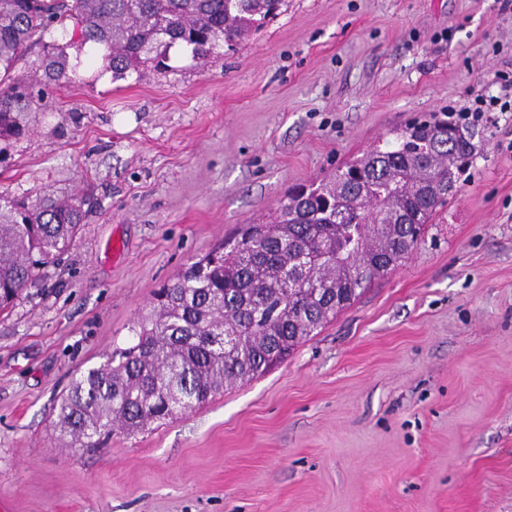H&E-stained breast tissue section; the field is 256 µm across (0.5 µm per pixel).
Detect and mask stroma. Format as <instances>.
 Segmentation results:
<instances>
[{"label": "stroma", "mask_w": 512, "mask_h": 512, "mask_svg": "<svg viewBox=\"0 0 512 512\" xmlns=\"http://www.w3.org/2000/svg\"><path fill=\"white\" fill-rule=\"evenodd\" d=\"M0 194L97 188L75 245L0 315V512H512V111L475 122L412 254L288 359L94 449L55 427L152 292L289 190L414 120L500 95L503 0H286L202 66L116 79L63 39Z\"/></svg>", "instance_id": "obj_1"}]
</instances>
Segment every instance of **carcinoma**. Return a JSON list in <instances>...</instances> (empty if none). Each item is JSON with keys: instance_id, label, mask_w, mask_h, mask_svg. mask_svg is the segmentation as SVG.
Listing matches in <instances>:
<instances>
[{"instance_id": "cac0c4a2", "label": "carcinoma", "mask_w": 512, "mask_h": 512, "mask_svg": "<svg viewBox=\"0 0 512 512\" xmlns=\"http://www.w3.org/2000/svg\"><path fill=\"white\" fill-rule=\"evenodd\" d=\"M283 0H0V155L27 135L39 90L15 81L16 64L42 47L44 85L68 81L63 31L105 52L120 78L149 63L164 67L176 43L205 62L232 46ZM477 145L464 117L403 130L295 189L269 221L244 224L158 289L131 328L134 342L72 378L57 426L71 444L95 448L117 430L139 431L208 402L224 385L270 368L350 305L390 262L420 244L448 184L472 164ZM98 205L91 188L31 201L0 195V312L13 308L74 245ZM234 337L224 347V337Z\"/></svg>"}]
</instances>
